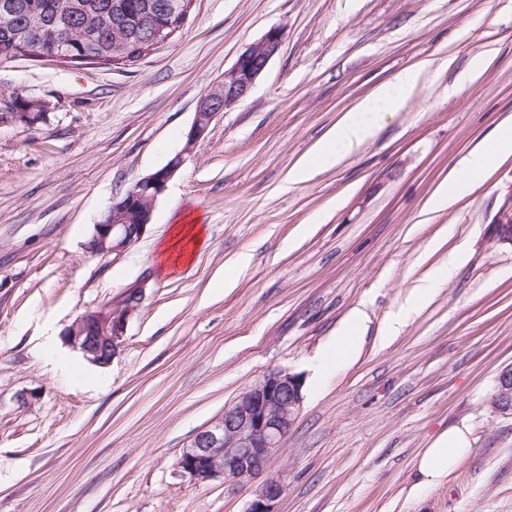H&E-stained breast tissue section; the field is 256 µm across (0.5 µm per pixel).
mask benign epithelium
I'll list each match as a JSON object with an SVG mask.
<instances>
[{"mask_svg":"<svg viewBox=\"0 0 512 512\" xmlns=\"http://www.w3.org/2000/svg\"><path fill=\"white\" fill-rule=\"evenodd\" d=\"M283 35L273 29L244 51L224 71V77L198 101L182 151L154 172L140 178L125 192L112 198V205L94 225L92 251L121 255L141 237L152 221L153 206L168 182L182 167L195 146L205 138L212 122L245 97L282 46ZM34 126L40 120L29 113L21 118L7 108L0 110V126ZM144 285L131 289L125 299L78 316L64 331L68 346L90 362L109 364L119 353L129 319L138 311ZM302 380L284 369H274L242 393L224 414L198 428L184 444L177 466L198 482L218 477L240 481L264 477L247 512H276L283 485L268 475L278 448L282 447L298 412L303 395ZM494 408L512 412V367L497 380Z\"/></svg>","mask_w":512,"mask_h":512,"instance_id":"1","label":"benign epithelium"}]
</instances>
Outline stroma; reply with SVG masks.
<instances>
[{"instance_id": "stroma-1", "label": "stroma", "mask_w": 512, "mask_h": 512, "mask_svg": "<svg viewBox=\"0 0 512 512\" xmlns=\"http://www.w3.org/2000/svg\"><path fill=\"white\" fill-rule=\"evenodd\" d=\"M273 29L279 53L213 121L140 239L116 258L90 252L113 196L182 150L199 98ZM479 53L484 69L459 83ZM427 59L373 140L289 182L345 112ZM14 91L50 113L0 126V512H247L258 480L197 482L176 464L272 369L303 383L270 468L277 512H512V414L491 405L512 366V240L496 230L512 157L448 208L426 206L512 115V0H193L180 33L130 67L0 59V93ZM183 219L204 242L176 268L163 251ZM464 241L468 261L380 344ZM140 283L112 363L65 344L77 316ZM358 307V354L313 390L317 357ZM461 424L470 456L411 494L419 454Z\"/></svg>"}]
</instances>
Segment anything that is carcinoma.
I'll return each mask as SVG.
<instances>
[{
  "instance_id": "cac0c4a2",
  "label": "carcinoma",
  "mask_w": 512,
  "mask_h": 512,
  "mask_svg": "<svg viewBox=\"0 0 512 512\" xmlns=\"http://www.w3.org/2000/svg\"><path fill=\"white\" fill-rule=\"evenodd\" d=\"M159 0H0V13L16 16L17 25H0V58L25 56L26 44L39 42L44 55L68 58L72 65L133 66L148 54L146 41L159 33L164 42L183 27L192 0H172L174 8L157 12ZM13 112L43 110L9 95Z\"/></svg>"
}]
</instances>
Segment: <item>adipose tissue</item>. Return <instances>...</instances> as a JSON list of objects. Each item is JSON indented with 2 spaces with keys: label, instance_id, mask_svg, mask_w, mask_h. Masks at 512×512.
Returning <instances> with one entry per match:
<instances>
[{
  "label": "adipose tissue",
  "instance_id": "obj_1",
  "mask_svg": "<svg viewBox=\"0 0 512 512\" xmlns=\"http://www.w3.org/2000/svg\"><path fill=\"white\" fill-rule=\"evenodd\" d=\"M421 70H407L393 81L380 85L369 97L347 112L314 151L289 173V180L302 183L323 170L338 166L372 140L385 117L405 107L414 97ZM512 156V120L501 124L497 136L483 149L467 156L455 174L430 196L427 206L438 211L471 193L482 180L492 161ZM448 277L447 269L435 270L422 285L410 291L399 312L382 330L380 342H388L397 325L417 315L434 295V287ZM366 320L363 310H353L341 332L323 349L313 380L322 383L346 364L357 352ZM470 451L467 428H454L441 435L434 445L424 449L418 462L417 489L433 488L445 482Z\"/></svg>",
  "mask_w": 512,
  "mask_h": 512
}]
</instances>
